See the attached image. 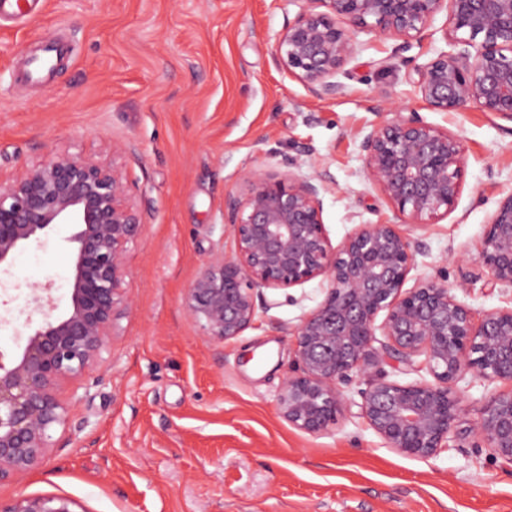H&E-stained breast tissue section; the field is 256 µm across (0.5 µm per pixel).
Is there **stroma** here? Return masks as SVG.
I'll list each match as a JSON object with an SVG mask.
<instances>
[{"label":"stroma","instance_id":"obj_1","mask_svg":"<svg viewBox=\"0 0 512 512\" xmlns=\"http://www.w3.org/2000/svg\"><path fill=\"white\" fill-rule=\"evenodd\" d=\"M298 11L297 0H37L30 20L0 23V179L51 150L113 157L144 221L126 258L129 311L93 371L64 385L69 421L44 462L1 484L0 500L61 495L80 512H512V463L474 437L417 458L376 434L361 410L369 375L342 385L325 432L280 415L293 330L323 300L319 280L261 290L255 324L224 342L187 312L205 263L233 252L227 201L247 196L245 171L288 157L301 176L327 171L332 243L365 224H400L361 144L378 122L413 112L461 139L464 167L454 211L400 224L416 246L406 288L444 277L475 313L512 306V288L490 287L476 259L512 188V119L473 105L434 111L415 84V66L446 47V13L408 44L354 29L341 88L320 98L272 62ZM50 45V75L24 81ZM75 230L54 226L0 274L1 351L24 348L29 284L51 283L57 313L69 308ZM503 388L465 373L455 385L465 424Z\"/></svg>","mask_w":512,"mask_h":512}]
</instances>
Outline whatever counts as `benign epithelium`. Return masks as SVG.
I'll list each match as a JSON object with an SVG mask.
<instances>
[{
	"instance_id": "benign-epithelium-1",
	"label": "benign epithelium",
	"mask_w": 512,
	"mask_h": 512,
	"mask_svg": "<svg viewBox=\"0 0 512 512\" xmlns=\"http://www.w3.org/2000/svg\"><path fill=\"white\" fill-rule=\"evenodd\" d=\"M296 18L278 36L276 65L317 96L340 89L336 76L357 52L352 29L390 38H422L437 14L448 13L442 50L416 68L418 93L439 112L473 104L512 118V0H299ZM370 179L406 224H436L461 194V139L415 112L377 123L363 138ZM328 173L303 178L292 163L274 173L246 172L245 200L232 199L228 221L235 251L209 260L187 290L186 306L205 335L228 341L255 322L256 290L291 288L321 279L323 301L294 330L298 373L286 376L280 414L319 434L336 422L340 385L370 365L393 359L433 383L402 384L378 373L361 391L369 426L398 452L426 458L452 437L471 433L512 461V390L491 397L480 421L460 427L453 383L466 371L512 384V308L475 317L445 280L405 291L414 246L395 224H366L333 245L322 222ZM56 224H75L71 307L54 314L50 284L30 285L22 353L0 351V484L38 466L66 426L71 404L64 384L97 365L116 322L127 313L123 288L128 248L142 217L113 164L91 155L49 152L0 180V269L41 242ZM477 261L491 287H512V192L496 203ZM385 313L377 321L379 313ZM386 342L374 347L376 335ZM59 495H20L0 512H76Z\"/></svg>"
}]
</instances>
